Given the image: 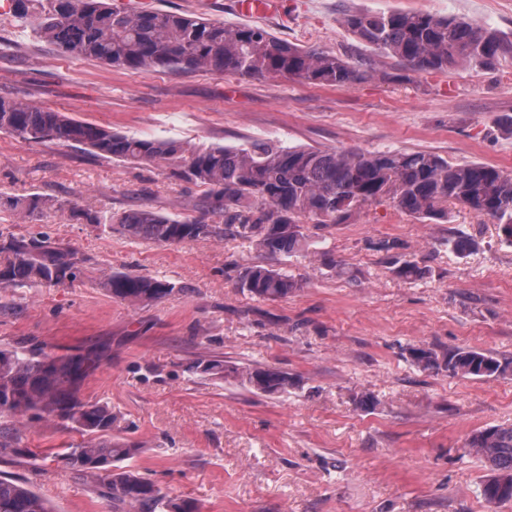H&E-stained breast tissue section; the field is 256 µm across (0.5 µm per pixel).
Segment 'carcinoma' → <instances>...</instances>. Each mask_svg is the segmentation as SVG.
<instances>
[{"label": "carcinoma", "instance_id": "cac0c4a2", "mask_svg": "<svg viewBox=\"0 0 512 512\" xmlns=\"http://www.w3.org/2000/svg\"><path fill=\"white\" fill-rule=\"evenodd\" d=\"M15 18L69 58L150 73L159 68L205 70L240 77H289L320 86L342 87L377 71L371 57L349 60L317 48L282 40L261 27L231 26L187 14L128 11L108 0H11ZM343 24L355 37L415 71H446L464 65L483 67L508 51L476 22L418 12H354ZM0 132L33 143L81 146L122 162L178 163L174 176L206 188L199 215L174 219L150 207L104 217L69 200L41 194L8 199L4 206L33 216L55 209L86 224H112L132 239L179 245L226 234L244 238L271 255L309 251L302 219L324 227L343 223L358 207L387 201L421 222L448 221V204H459L481 220L496 224L500 239L512 246V172L481 162L450 163L429 151L357 152L285 147L274 140L244 147L188 146L176 140L139 138L76 120L64 112L19 99L0 97ZM457 254L475 248L461 231L446 240ZM392 255L397 273L419 279L426 267L393 255L399 244L375 243ZM85 259L69 244L46 232L0 236V288H66L85 274ZM237 287L252 297L276 301L301 288L294 278L262 264L235 269ZM98 285L132 307L162 301L171 284L145 275L108 274ZM419 367L450 376H512V357L471 349L413 347ZM105 357L104 348L57 354L43 347L0 349V418L31 414L88 435L58 454L66 468L96 484L112 502V512H198L193 501L163 495L138 471L120 463L139 446L112 440L115 415L106 403L80 397L81 386ZM191 371L222 380L242 378L265 395L284 394L296 385L273 367L240 373L219 357L199 359ZM17 433L0 430V455L20 454ZM466 448L491 471L481 495L489 504L512 501V426L473 431ZM0 512H52L50 504L24 483L0 477Z\"/></svg>", "mask_w": 512, "mask_h": 512}]
</instances>
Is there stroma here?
Segmentation results:
<instances>
[{"label":"stroma","instance_id":"35a3bbf8","mask_svg":"<svg viewBox=\"0 0 512 512\" xmlns=\"http://www.w3.org/2000/svg\"><path fill=\"white\" fill-rule=\"evenodd\" d=\"M113 7L260 26L290 43L346 59L372 54L343 25L348 12L415 11L479 23L512 43V0H275L246 16L236 0H111ZM372 76L343 87L286 77L205 71L149 74L72 59L0 16V96L113 131L188 145L272 139L319 149L426 150L453 163L512 171V53L492 66L417 72L382 56ZM0 193L51 195L108 214L147 206L198 215L205 190L168 166L131 164L81 148L0 133ZM335 268L307 256H265L224 236L180 245L130 240L55 211L24 218L0 208V234L45 231L79 250L93 273L149 275L170 283L161 302L134 309L82 279L67 288L0 290V348L35 344L77 352L106 343L109 356L80 395L109 404L112 435L137 443L132 466L161 492L200 512H512L486 504L484 464L467 453L475 430L512 425V377H450L422 370L413 346L475 347L512 356V247L495 224L458 204L424 224L390 203L357 209L342 224L304 222ZM464 230L478 248L461 257L444 239ZM428 268L396 273L375 242ZM262 263L302 287L288 299L242 293L230 265ZM218 356L240 369L270 366L299 384L264 395L229 377L194 374ZM374 394L364 410L355 398ZM23 456H0V476L26 483L54 512H112L92 483L58 466L77 431L24 419Z\"/></svg>","mask_w":512,"mask_h":512}]
</instances>
